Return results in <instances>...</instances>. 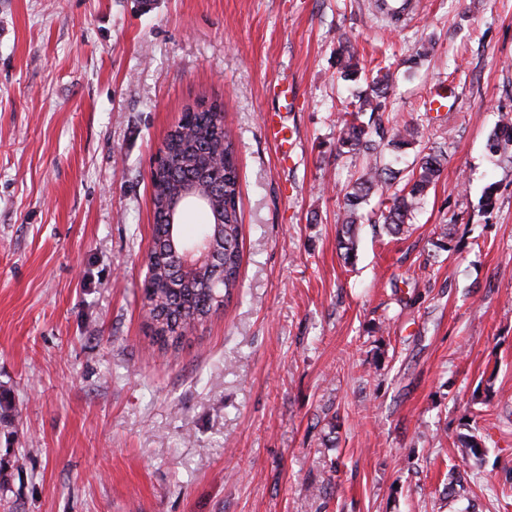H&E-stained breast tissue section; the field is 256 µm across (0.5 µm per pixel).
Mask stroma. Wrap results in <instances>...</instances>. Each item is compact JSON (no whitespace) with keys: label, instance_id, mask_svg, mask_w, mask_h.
<instances>
[{"label":"stroma","instance_id":"stroma-1","mask_svg":"<svg viewBox=\"0 0 512 512\" xmlns=\"http://www.w3.org/2000/svg\"><path fill=\"white\" fill-rule=\"evenodd\" d=\"M373 2L0 0V512H512V150L487 148L512 0L398 22ZM345 41L393 65L385 114L447 156L410 233L363 226L348 262ZM283 72L290 161L261 129ZM450 82L456 110L427 112ZM201 99L237 139L239 286L162 348L151 169Z\"/></svg>","mask_w":512,"mask_h":512}]
</instances>
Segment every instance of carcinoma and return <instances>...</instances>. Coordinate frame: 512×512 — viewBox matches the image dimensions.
<instances>
[{
	"mask_svg": "<svg viewBox=\"0 0 512 512\" xmlns=\"http://www.w3.org/2000/svg\"><path fill=\"white\" fill-rule=\"evenodd\" d=\"M338 73L345 81L364 82L366 89L351 101V110L343 112L337 154H370L375 150V139L387 140L393 151H400L420 142L419 128L411 123L385 129L383 109L393 80L391 66L374 71L359 65V60L347 48L341 50L337 60ZM370 114L369 121L364 115ZM512 144V125L502 124L489 135L487 146L498 153ZM163 146V163L152 177L153 249L146 254L147 268L151 271V287L144 293L143 308L148 321L152 343L161 347L173 346L203 323L209 315L224 306L233 291L239 287L241 251L239 241L242 224L239 217V174L235 140L224 124V108L217 102L207 108L186 109L168 132ZM224 168V184L217 187L221 201L204 207L210 222L202 231L209 234L215 246L223 251V280H215L214 271L201 270L192 280L176 283L171 278L174 263L171 242H188L194 234L184 223L174 225L169 233L167 220L170 196L186 181L206 178L215 160ZM443 169L440 155L433 151H420L414 167L406 174L380 167L369 161L355 181L343 190V220L338 229L339 249L345 260L357 251L361 224L369 219L364 213L370 195L384 184L392 193L380 200L383 206L382 230L389 235L404 232L406 224L429 189L439 180ZM464 460L483 456L480 439L475 435L461 442Z\"/></svg>",
	"mask_w": 512,
	"mask_h": 512,
	"instance_id": "cac0c4a2",
	"label": "carcinoma"
}]
</instances>
